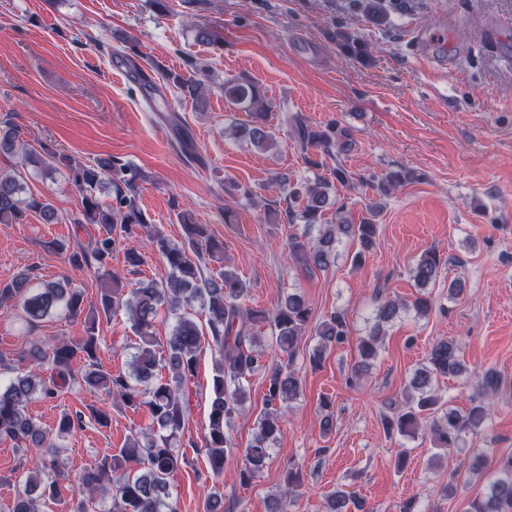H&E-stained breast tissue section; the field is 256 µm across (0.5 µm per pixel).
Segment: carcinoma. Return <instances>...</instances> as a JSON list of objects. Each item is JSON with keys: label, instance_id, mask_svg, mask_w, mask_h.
Here are the masks:
<instances>
[{"label": "carcinoma", "instance_id": "obj_1", "mask_svg": "<svg viewBox=\"0 0 512 512\" xmlns=\"http://www.w3.org/2000/svg\"><path fill=\"white\" fill-rule=\"evenodd\" d=\"M154 76L139 74L140 86L174 87L201 104L204 83L188 80L177 73L151 67ZM224 99L228 106L252 114L251 120L236 130V135L250 144L268 150L275 140L267 126L269 104L256 83L248 80L224 81ZM296 140L305 151L306 163L319 167L325 157H333L339 136L336 126L312 127L300 116L292 118ZM21 154V167H31L45 175L65 169L68 180L81 194L82 213L78 224H97L102 234L78 248L57 240L53 248L72 266L94 271L100 281V292L90 302L85 292L66 279L31 284L27 273H20L10 282L0 284V304L8 301L18 305L27 322L43 320L63 310L71 317L84 316L85 336L78 340L61 338L32 345L28 352L29 370L16 375L5 387H0V437L17 446H46V455L32 462L24 472V490L18 494L8 512H44L48 500L60 493V483L70 481L58 462V449L48 443L49 431L27 414L28 403L36 396L52 399L74 381L72 361L81 357L85 362L84 384L92 389L112 393L122 405L133 411L148 408L154 428L128 438L125 446L111 459L84 469L76 478L78 493L97 495L112 501L110 512H175L170 505V481L181 462L173 442L185 427L187 409L183 400V385L194 375L197 354L203 336L207 335L222 352L213 377L209 425L204 436L210 469L219 476L224 472L234 452L242 453L237 478L242 485L259 477L271 458L272 446L280 433V409L285 402L296 399L301 380L294 368L299 339L311 321V308L298 293L288 294L279 306L269 312L249 308L245 304L249 283L229 268L205 272V258H215L222 246L209 233L208 225L199 224L182 212L177 220L184 227L185 237L173 245L155 232L151 244L164 258L168 277L164 281L141 279L126 290L119 276L111 271L112 253L117 243L133 238L151 223L138 204L141 171L118 157H99L85 163L76 157L56 152L48 147L41 150L21 148L19 133L9 123L0 126V154L12 157ZM272 182L285 193L288 204L296 208L288 212L300 214L305 224L303 234L288 237V255L308 275L326 271L336 259V243L343 237L358 242L359 249L352 262H366L376 237V225L324 224L323 214L329 200V183L323 179L280 183ZM111 186V200L99 196L103 185ZM36 215L47 224L60 221L53 203L41 195L26 194L17 170L0 169V224H24ZM317 230L311 236V230ZM446 264L435 250L420 255L411 269L419 288L436 282L439 270ZM375 313L372 325L357 338L358 361L351 372L350 384L359 381L361 373L379 355L386 327L411 308L418 315L431 311L432 301L422 293L407 304L375 292ZM200 305L205 312L206 328H201L189 309ZM125 311L137 340L126 373L113 374L100 368L97 362L98 315L106 316ZM174 321L165 344H160L153 327L160 312ZM270 327L272 341L285 361L270 362L259 350L256 328ZM350 336L344 313L332 311L315 325L316 344L309 353V363L318 367L327 353L344 343ZM268 381L266 410L258 421L250 443L235 449L228 428L247 401L245 383L258 372ZM466 372L456 343L446 338L434 341L426 361L417 368L409 381L402 409L382 416L384 431L389 436L413 438L424 431L430 435L439 458L461 446L467 433L485 423L490 414V400L502 387L501 375L488 370L477 376L475 392L469 407L461 413L443 408L436 384L440 377H457ZM121 472L116 480L108 472ZM301 484L298 464H288L286 487L275 502L274 512H289ZM360 510L364 502L352 492L336 491L326 502V512H348L349 506ZM465 512H512V455L499 458L487 492L467 502Z\"/></svg>", "mask_w": 512, "mask_h": 512}]
</instances>
